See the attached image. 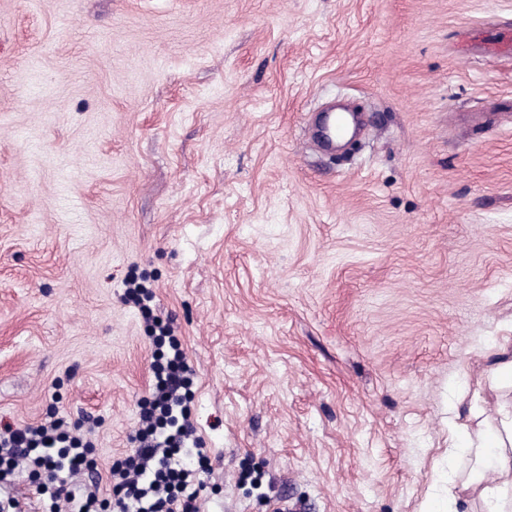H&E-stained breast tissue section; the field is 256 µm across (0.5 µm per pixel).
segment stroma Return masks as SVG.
<instances>
[{
  "label": "stroma",
  "mask_w": 512,
  "mask_h": 512,
  "mask_svg": "<svg viewBox=\"0 0 512 512\" xmlns=\"http://www.w3.org/2000/svg\"><path fill=\"white\" fill-rule=\"evenodd\" d=\"M512 0H0V432L100 476L194 371L200 512H418L512 388ZM362 132L326 151L322 112ZM149 291L135 304L128 289ZM510 339L505 338L504 342L499 346V358H497L488 369V377L492 381L508 378L512 379V359H508L507 353L509 349Z\"/></svg>",
  "instance_id": "stroma-1"
}]
</instances>
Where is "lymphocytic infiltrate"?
I'll list each match as a JSON object with an SVG mask.
<instances>
[{
    "label": "lymphocytic infiltrate",
    "mask_w": 512,
    "mask_h": 512,
    "mask_svg": "<svg viewBox=\"0 0 512 512\" xmlns=\"http://www.w3.org/2000/svg\"><path fill=\"white\" fill-rule=\"evenodd\" d=\"M154 342L170 352L153 364L155 396L141 413L139 447L109 469L111 493L130 512H199L195 472L185 464L193 455L199 463L207 461L189 422L194 372L168 326L159 325ZM90 453V444L70 437L58 420L9 429L0 434V479L23 461L30 478L41 483L48 512H58L63 503L69 512H105L98 482L76 481L81 471H95Z\"/></svg>",
    "instance_id": "f902f5d3"
}]
</instances>
